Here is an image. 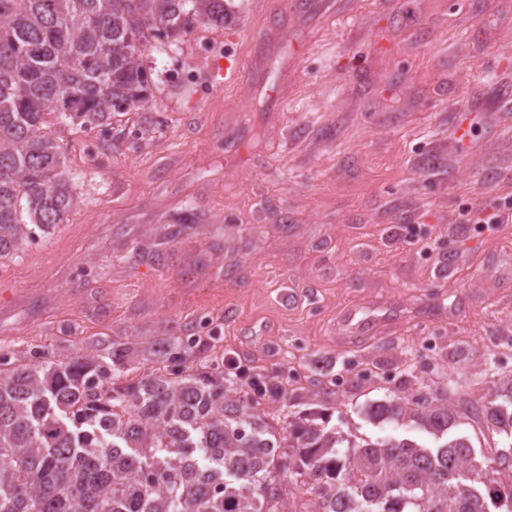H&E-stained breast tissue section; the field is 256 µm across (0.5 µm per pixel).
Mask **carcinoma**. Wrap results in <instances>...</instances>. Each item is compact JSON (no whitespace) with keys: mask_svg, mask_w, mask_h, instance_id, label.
I'll return each instance as SVG.
<instances>
[{"mask_svg":"<svg viewBox=\"0 0 512 512\" xmlns=\"http://www.w3.org/2000/svg\"><path fill=\"white\" fill-rule=\"evenodd\" d=\"M224 20L221 0H0V259L76 206L66 151L48 132L52 109L108 130L140 109L150 76L146 34L169 37L189 15ZM201 339L174 333L107 356L27 361L0 353V512H508L512 462L495 449L476 464L463 436L447 437L458 406L437 395L378 404L374 418L413 425L431 446L388 436L359 443L317 410L277 436L257 412L282 395L277 377L241 363L201 372ZM172 368L125 382L128 360ZM249 387L252 398L242 395ZM500 403L470 404V420L512 432V375Z\"/></svg>","mask_w":512,"mask_h":512,"instance_id":"obj_1","label":"carcinoma"}]
</instances>
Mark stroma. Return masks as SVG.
I'll use <instances>...</instances> for the list:
<instances>
[{"mask_svg": "<svg viewBox=\"0 0 512 512\" xmlns=\"http://www.w3.org/2000/svg\"><path fill=\"white\" fill-rule=\"evenodd\" d=\"M223 4L148 40V101L108 135L51 121L78 204L0 263V345L215 333L208 364L279 377L278 430L330 359L329 427L432 443L366 410L484 404L512 374V0ZM228 53L244 76L219 88ZM481 200L495 230L469 221Z\"/></svg>", "mask_w": 512, "mask_h": 512, "instance_id": "35a3bbf8", "label": "stroma"}]
</instances>
